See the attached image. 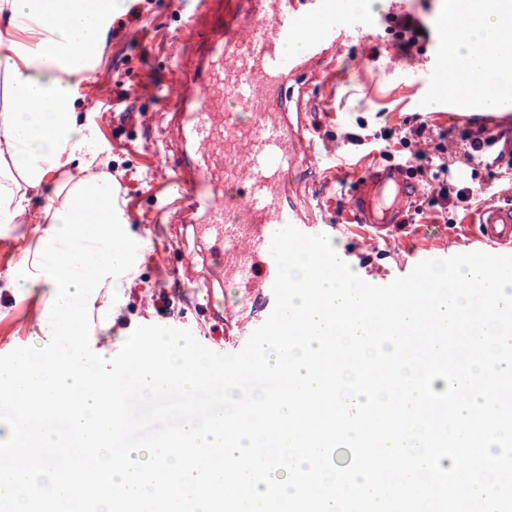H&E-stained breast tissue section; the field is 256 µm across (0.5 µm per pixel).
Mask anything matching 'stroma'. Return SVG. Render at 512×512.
Here are the masks:
<instances>
[{"label": "stroma", "mask_w": 512, "mask_h": 512, "mask_svg": "<svg viewBox=\"0 0 512 512\" xmlns=\"http://www.w3.org/2000/svg\"><path fill=\"white\" fill-rule=\"evenodd\" d=\"M448 0H374L367 27L344 44L330 68L333 86L306 81L308 121L318 168L329 184L320 194L321 219L341 226L334 246L349 253L350 266L368 283H389L414 268L415 251L428 257L446 249L467 250L474 233L472 220L490 200L512 199V152L503 153L492 167L458 163L456 153L466 133L477 122L445 118L447 103L431 99L448 85V61L437 47L435 16ZM409 12L423 23L426 35L409 53H401L386 20L388 13ZM179 20L172 0H146L140 20L110 25L103 53L92 63L79 88L77 110L82 121L99 133L100 155L120 182V201L129 216L127 234L137 243L133 266L117 277L112 308L117 318L112 327V350L120 352L127 336L142 325H161L192 332L206 348L223 354L237 352L242 339L228 336L209 311L197 307L194 291L180 267L193 255V241H171L167 217L161 216V186L169 168L165 163V134L159 115L162 98L150 96L149 88L170 90L173 75L167 55L176 49ZM427 121L433 133L424 143L426 152L436 144L447 147L449 183L471 186L478 197L468 208L433 214L422 224L408 225L398 235L376 241L365 249V230L345 220L346 204L353 190L351 170L340 168L337 159L381 161L382 147L399 149L405 126ZM362 131L363 145L354 146L345 133ZM51 186L31 197L26 223L0 232V279L21 257L38 219L52 198ZM165 292L168 305L158 309L153 296ZM47 290L38 286L24 295L0 294V355L31 345L36 320Z\"/></svg>", "instance_id": "obj_1"}]
</instances>
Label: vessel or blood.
<instances>
[{
	"instance_id": "b4317fda",
	"label": "vessel or blood",
	"mask_w": 512,
	"mask_h": 512,
	"mask_svg": "<svg viewBox=\"0 0 512 512\" xmlns=\"http://www.w3.org/2000/svg\"><path fill=\"white\" fill-rule=\"evenodd\" d=\"M193 0L179 35L197 41L192 66L175 59L173 93L165 113L173 132L172 174L165 196L181 208L210 274L203 298L215 305L223 285L239 289L243 302L273 309L277 266L270 254L276 231L331 235L335 225L317 223L295 189L305 188L311 168L305 122H293L294 88L316 70L338 43L351 41L363 19H336L335 0ZM302 43L301 54L289 51ZM353 222L375 231L395 230L420 192L400 165H354ZM476 248L512 253V202L484 208L476 225Z\"/></svg>"
}]
</instances>
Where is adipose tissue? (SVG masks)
<instances>
[{
  "label": "adipose tissue",
  "instance_id": "obj_1",
  "mask_svg": "<svg viewBox=\"0 0 512 512\" xmlns=\"http://www.w3.org/2000/svg\"><path fill=\"white\" fill-rule=\"evenodd\" d=\"M126 0H0V224L17 223L30 194L54 180L56 202L35 228L43 238L99 147L97 129L80 121V60L95 58ZM463 36L448 43L449 86L478 95L489 112L512 110V0H454Z\"/></svg>",
  "mask_w": 512,
  "mask_h": 512
}]
</instances>
